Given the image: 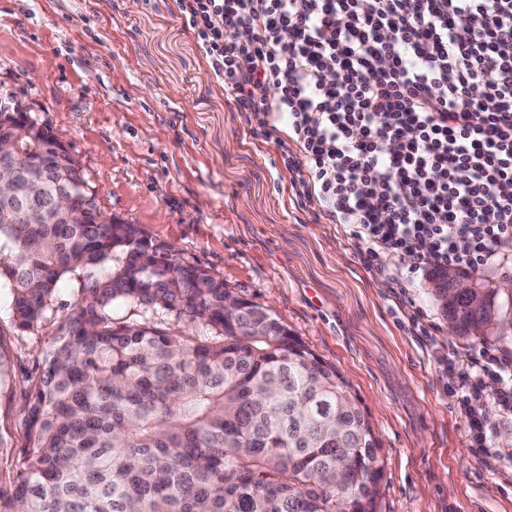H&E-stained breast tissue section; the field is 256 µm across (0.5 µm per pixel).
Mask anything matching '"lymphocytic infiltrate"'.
Listing matches in <instances>:
<instances>
[{
	"label": "lymphocytic infiltrate",
	"mask_w": 512,
	"mask_h": 512,
	"mask_svg": "<svg viewBox=\"0 0 512 512\" xmlns=\"http://www.w3.org/2000/svg\"><path fill=\"white\" fill-rule=\"evenodd\" d=\"M177 7L208 77L250 136L274 145L293 206L358 240L369 271L409 288L417 273L475 271L512 244V0ZM511 365L487 349L448 358L475 454L490 448L485 400L512 418Z\"/></svg>",
	"instance_id": "obj_1"
}]
</instances>
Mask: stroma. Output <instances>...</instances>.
<instances>
[{
    "mask_svg": "<svg viewBox=\"0 0 512 512\" xmlns=\"http://www.w3.org/2000/svg\"><path fill=\"white\" fill-rule=\"evenodd\" d=\"M0 95L63 137L105 214L176 247L336 365L381 442L377 512H512V419L486 405L494 455L475 456L444 367L452 347L512 355V328L484 343L449 331L429 273L399 299L357 260L356 240L295 209L273 144L249 135L206 75L174 0H0ZM415 308L429 335L409 325ZM113 315L207 333L163 309ZM53 331L21 330L0 305L4 489Z\"/></svg>",
    "mask_w": 512,
    "mask_h": 512,
    "instance_id": "obj_1",
    "label": "stroma"
}]
</instances>
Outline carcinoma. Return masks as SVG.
<instances>
[{
    "mask_svg": "<svg viewBox=\"0 0 512 512\" xmlns=\"http://www.w3.org/2000/svg\"><path fill=\"white\" fill-rule=\"evenodd\" d=\"M0 159L15 189L0 197V285L24 331L55 322L45 368L25 409L27 444L0 512H377L381 446L336 366L268 310L198 264L75 212L87 184L55 134L0 97ZM42 180V194L29 184ZM36 207L42 219H27ZM80 298L54 307L65 279ZM432 295L462 336L486 340L512 321V298L436 282ZM117 304L165 309L210 334L190 340Z\"/></svg>",
    "mask_w": 512,
    "mask_h": 512,
    "instance_id": "obj_1",
    "label": "carcinoma"
}]
</instances>
